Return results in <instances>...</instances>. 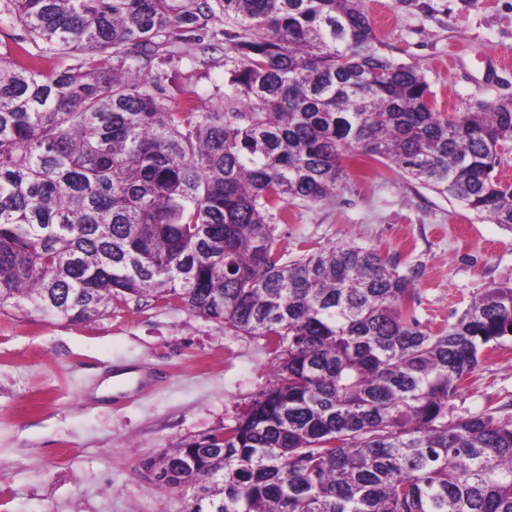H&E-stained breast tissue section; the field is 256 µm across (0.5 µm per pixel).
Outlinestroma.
<instances>
[{"mask_svg":"<svg viewBox=\"0 0 512 512\" xmlns=\"http://www.w3.org/2000/svg\"><path fill=\"white\" fill-rule=\"evenodd\" d=\"M388 53L419 68L440 111L462 116L512 98V0H364ZM22 24L0 16V56L42 72L62 66L16 51ZM507 57L498 73L488 54ZM179 90L217 102L224 64L182 57ZM335 197L292 205L278 225L285 258L356 243L415 270L423 321L442 325L487 288L512 283V233L400 172L347 161ZM274 380L263 339L178 304L114 298L68 323L0 309V512H181L183 494L151 491L145 461L223 430ZM512 403V342L455 401L459 414Z\"/></svg>","mask_w":512,"mask_h":512,"instance_id":"1","label":"stroma"}]
</instances>
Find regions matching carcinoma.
<instances>
[{
    "label": "carcinoma",
    "mask_w": 512,
    "mask_h": 512,
    "mask_svg": "<svg viewBox=\"0 0 512 512\" xmlns=\"http://www.w3.org/2000/svg\"><path fill=\"white\" fill-rule=\"evenodd\" d=\"M45 74L0 61V309L69 323L112 298L176 303L274 355L224 436L163 450L182 512H512V414H455L512 342V284L436 330L416 275L347 243L289 261L288 205L397 170L512 232V99L463 116L385 50L362 0H7ZM223 28L213 29L216 14ZM224 56L212 109L162 68ZM112 53V67L100 54Z\"/></svg>",
    "instance_id": "obj_1"
}]
</instances>
